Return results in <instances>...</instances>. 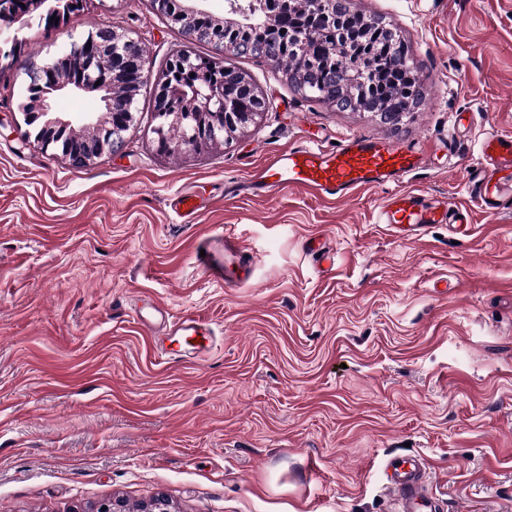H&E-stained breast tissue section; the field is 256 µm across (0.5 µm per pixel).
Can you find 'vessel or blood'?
<instances>
[{"label":"vessel or blood","instance_id":"1","mask_svg":"<svg viewBox=\"0 0 512 512\" xmlns=\"http://www.w3.org/2000/svg\"><path fill=\"white\" fill-rule=\"evenodd\" d=\"M483 175L473 177L472 191L483 210L499 215L512 200V135L488 134L480 147ZM421 152L362 138L346 141L336 149L297 145L274 155L246 184L227 185V193L246 191L271 197L285 189H302L324 197L343 199L362 186H387L415 170ZM453 203L425 206L418 195L397 192L387 198L380 211L382 223L400 235L420 234L433 224L457 223ZM197 266L211 280L228 288L250 282L256 265L251 252L232 232L214 237ZM137 321L148 328L162 326L165 345L156 353L161 357L202 359L215 347V332L206 322L193 316L171 319L159 305L139 310ZM383 477L398 504L399 512H436L437 503L429 491L428 473L423 458L398 457L386 460Z\"/></svg>","mask_w":512,"mask_h":512}]
</instances>
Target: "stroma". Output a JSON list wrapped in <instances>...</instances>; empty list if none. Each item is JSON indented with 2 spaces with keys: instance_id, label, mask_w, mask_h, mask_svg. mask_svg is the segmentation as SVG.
<instances>
[{
  "instance_id": "stroma-1",
  "label": "stroma",
  "mask_w": 512,
  "mask_h": 512,
  "mask_svg": "<svg viewBox=\"0 0 512 512\" xmlns=\"http://www.w3.org/2000/svg\"><path fill=\"white\" fill-rule=\"evenodd\" d=\"M354 4L396 25L418 67L424 100L396 122L238 58L268 110L232 139L157 153L147 83L122 148L80 168L24 121L29 64L108 21L158 77L181 39L148 0H84L51 26L17 15L0 41V512L159 497L170 512H396L382 467L406 453L427 460L439 512H512V209L489 217L466 173L489 133H512V0ZM350 137L422 146L398 191L454 201L468 231L399 235L379 221L385 187L224 191L292 146ZM186 190L188 220L172 207ZM227 229L259 257L241 288L194 264ZM147 296L209 321L215 350L159 360L135 319Z\"/></svg>"
}]
</instances>
